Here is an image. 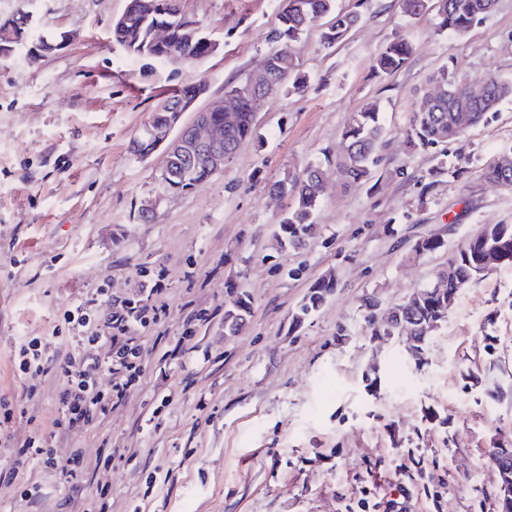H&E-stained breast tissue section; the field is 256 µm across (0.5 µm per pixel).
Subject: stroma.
<instances>
[{
  "label": "stroma",
  "instance_id": "obj_1",
  "mask_svg": "<svg viewBox=\"0 0 512 512\" xmlns=\"http://www.w3.org/2000/svg\"><path fill=\"white\" fill-rule=\"evenodd\" d=\"M127 0H0V21L31 17L67 33L51 54L0 57V471L40 435L54 465L32 463L0 483V512H61L65 476L87 468L79 512H494L497 474L484 450L512 440V265L465 288L424 348L372 335L378 315L438 284L448 258L487 224H512V191L483 168L512 148V100L442 151L409 148L414 103L440 68L481 87L512 78V0L461 36L436 18L411 20L401 0H336L361 26L332 48L312 28L296 47L307 87L273 94L257 137L223 171L183 192L166 189L163 151L140 158L132 140L172 92L202 84L195 103L220 105L225 85L256 70L275 46L281 0H181L217 44L194 64L135 55L112 38ZM396 38L412 53L379 76L374 57ZM377 102L385 124L376 192L346 183L335 158L352 112ZM309 162L325 167L315 222L301 248L275 237L287 198L270 185ZM446 173L429 187L438 167ZM154 201L151 222L139 210ZM445 249L422 256L420 237ZM339 285L300 323L313 282ZM161 312L139 329V381L84 428L54 426L65 387L57 367L111 311L143 299ZM251 304L246 326L224 332V307ZM84 302L86 326L65 313ZM345 335H338V327ZM36 341L43 375L14 357ZM109 464H102V457ZM39 493L22 497L24 486ZM107 488V499L98 491Z\"/></svg>",
  "mask_w": 512,
  "mask_h": 512
}]
</instances>
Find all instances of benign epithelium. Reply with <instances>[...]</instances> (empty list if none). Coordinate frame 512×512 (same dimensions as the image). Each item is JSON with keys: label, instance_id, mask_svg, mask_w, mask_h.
Returning <instances> with one entry per match:
<instances>
[{"label": "benign epithelium", "instance_id": "obj_1", "mask_svg": "<svg viewBox=\"0 0 512 512\" xmlns=\"http://www.w3.org/2000/svg\"><path fill=\"white\" fill-rule=\"evenodd\" d=\"M27 38L24 33L18 31V26L12 21L0 23V57L11 55L16 48L26 45ZM267 64L254 71L251 76L247 98L251 104L258 105L265 99L267 89ZM201 94V89H195L192 96L182 99L172 107L168 116V125L164 129L153 131L148 153H153L159 148H164L166 153L164 175L171 172L169 163L174 158L180 157L186 161V168L182 173V180L194 176L199 169H204L208 175H213L224 169V163L228 162L236 153L228 136L224 132L235 125L237 101L224 99V104L215 109H200L193 113V119L189 123L182 122L185 112L191 110L196 98ZM224 113V123L213 121L214 112ZM495 467L503 474L512 472V443L503 442L499 445V452L495 461Z\"/></svg>", "mask_w": 512, "mask_h": 512}]
</instances>
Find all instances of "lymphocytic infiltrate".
<instances>
[{
  "instance_id": "1",
  "label": "lymphocytic infiltrate",
  "mask_w": 512,
  "mask_h": 512,
  "mask_svg": "<svg viewBox=\"0 0 512 512\" xmlns=\"http://www.w3.org/2000/svg\"><path fill=\"white\" fill-rule=\"evenodd\" d=\"M157 312L153 304L128 306L112 313L99 332L81 337L78 355L70 356L59 366L65 389L55 420L57 427L68 429L90 424L94 411L104 410L106 403L95 390L99 373L111 375L113 390L118 394L139 378L142 347L135 331L146 326Z\"/></svg>"
}]
</instances>
